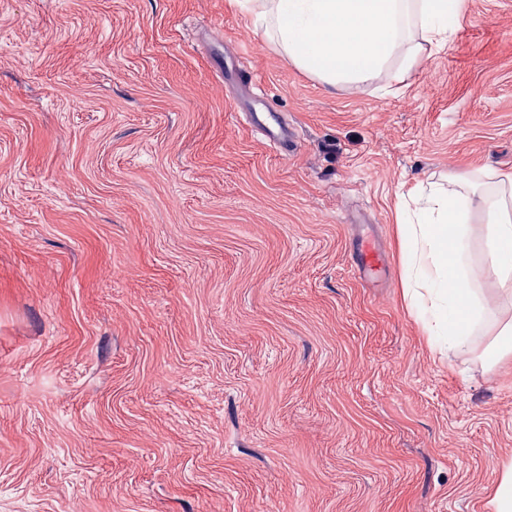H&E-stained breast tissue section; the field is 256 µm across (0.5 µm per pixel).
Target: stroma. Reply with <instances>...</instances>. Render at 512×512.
I'll return each instance as SVG.
<instances>
[{
    "label": "stroma",
    "mask_w": 512,
    "mask_h": 512,
    "mask_svg": "<svg viewBox=\"0 0 512 512\" xmlns=\"http://www.w3.org/2000/svg\"><path fill=\"white\" fill-rule=\"evenodd\" d=\"M461 174H512V0L336 89L227 0H0V512H492L512 358L432 349L396 234ZM385 265V256L375 246L374 241L362 240L358 247V269L363 277H370Z\"/></svg>",
    "instance_id": "obj_1"
}]
</instances>
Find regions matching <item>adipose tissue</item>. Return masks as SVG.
<instances>
[{"mask_svg":"<svg viewBox=\"0 0 512 512\" xmlns=\"http://www.w3.org/2000/svg\"><path fill=\"white\" fill-rule=\"evenodd\" d=\"M253 17L286 60L336 88L361 85L400 68L413 69L424 45L444 48L459 24L462 0H230ZM472 201L429 195L415 223L400 224L410 303H423L438 348L459 349L498 315L476 301L456 241ZM492 267L512 279V198L487 209Z\"/></svg>","mask_w":512,"mask_h":512,"instance_id":"obj_1","label":"adipose tissue"}]
</instances>
